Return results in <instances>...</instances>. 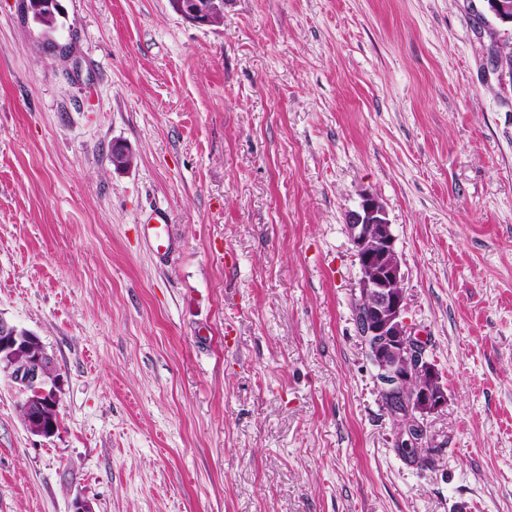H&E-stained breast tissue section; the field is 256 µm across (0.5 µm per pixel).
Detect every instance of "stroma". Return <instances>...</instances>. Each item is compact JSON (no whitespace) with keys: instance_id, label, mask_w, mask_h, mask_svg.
<instances>
[{"instance_id":"obj_1","label":"stroma","mask_w":512,"mask_h":512,"mask_svg":"<svg viewBox=\"0 0 512 512\" xmlns=\"http://www.w3.org/2000/svg\"><path fill=\"white\" fill-rule=\"evenodd\" d=\"M61 5L48 38L0 0V317L59 374L46 439L0 373V512H512V27L483 0ZM364 192L447 394L409 457L353 315ZM173 10L186 20L203 26L224 23V0H169ZM153 220L154 224H150V222L144 224V235L152 243L157 253L166 255L171 248L167 218L163 214H157Z\"/></svg>"}]
</instances>
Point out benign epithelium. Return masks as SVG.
Returning a JSON list of instances; mask_svg holds the SVG:
<instances>
[{"label": "benign epithelium", "mask_w": 512, "mask_h": 512, "mask_svg": "<svg viewBox=\"0 0 512 512\" xmlns=\"http://www.w3.org/2000/svg\"><path fill=\"white\" fill-rule=\"evenodd\" d=\"M173 10L186 20L203 26L224 23V0H170ZM25 9L41 23L62 13L60 0L24 2ZM488 12L497 20L512 19V0H492ZM132 150L121 143L112 146V166H133ZM351 241L358 260L359 276L354 305L362 316L375 315L371 328H358L361 336H376L380 391L392 393L409 382L418 384L411 394L416 419L438 411L446 393L438 369L427 359L425 343L408 327L405 319L404 273L395 247L392 224L380 199L361 194L359 209L349 217ZM0 371L20 386L22 420L33 435L50 438L57 431V406L53 390L58 378L51 358L39 337L0 317Z\"/></svg>", "instance_id": "benign-epithelium-1"}]
</instances>
